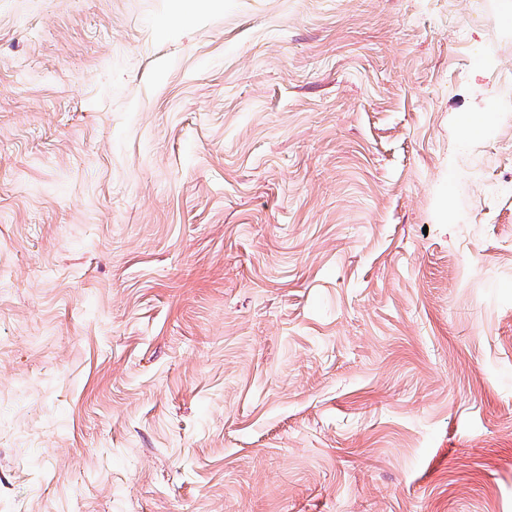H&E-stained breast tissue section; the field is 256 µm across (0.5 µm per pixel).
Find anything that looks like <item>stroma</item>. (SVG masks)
Masks as SVG:
<instances>
[{"label": "stroma", "instance_id": "obj_1", "mask_svg": "<svg viewBox=\"0 0 512 512\" xmlns=\"http://www.w3.org/2000/svg\"><path fill=\"white\" fill-rule=\"evenodd\" d=\"M0 512H512V0H0Z\"/></svg>", "mask_w": 512, "mask_h": 512}]
</instances>
